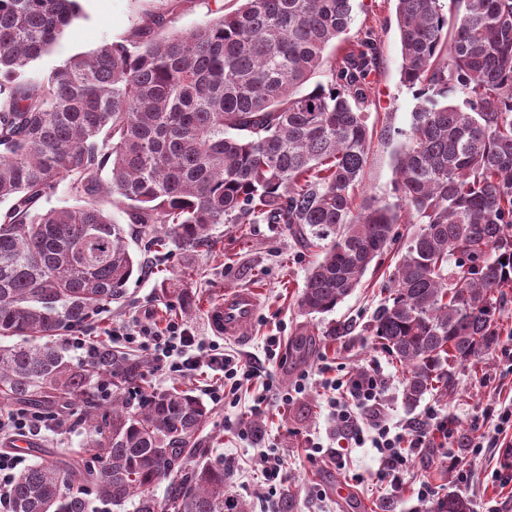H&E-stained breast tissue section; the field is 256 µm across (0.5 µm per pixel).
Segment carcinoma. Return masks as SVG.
<instances>
[{"instance_id": "obj_1", "label": "carcinoma", "mask_w": 512, "mask_h": 512, "mask_svg": "<svg viewBox=\"0 0 512 512\" xmlns=\"http://www.w3.org/2000/svg\"><path fill=\"white\" fill-rule=\"evenodd\" d=\"M239 2L188 32L170 8L148 13L131 37L33 79L78 0H0V336L20 339L0 349V398L58 406L90 434L82 454L20 472L10 512H88L91 486L115 506L137 499L135 512H248L221 462L154 494L199 447L201 400L146 391L144 361L108 345L78 366L54 343L121 303L143 271L108 204L151 245L185 252L210 245L216 224L285 225L321 249L306 315L352 294L405 212L418 229L368 326L408 373L405 404L450 389L498 343L512 288V0H451L447 14L441 0H397L401 79L417 103L396 201L358 205L373 32L330 57L352 0ZM62 184L78 204L46 207ZM103 383L109 406L89 400ZM426 512L472 509L449 494Z\"/></svg>"}]
</instances>
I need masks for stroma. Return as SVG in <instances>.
Returning a JSON list of instances; mask_svg holds the SVG:
<instances>
[{
  "label": "stroma",
  "mask_w": 512,
  "mask_h": 512,
  "mask_svg": "<svg viewBox=\"0 0 512 512\" xmlns=\"http://www.w3.org/2000/svg\"><path fill=\"white\" fill-rule=\"evenodd\" d=\"M159 0H81V12L65 29L58 43L35 62L33 74L48 72L60 59L87 54L106 42L131 36L143 14L159 7ZM352 20L345 41L365 30H373L380 51L376 76L364 110L372 133L360 197L392 198L396 155L410 131V113L415 99L412 89L400 79L402 64L396 0H353ZM129 248L146 270L133 279L122 303L101 313L82 332L87 342H105V332L114 326H134L177 319L204 342L214 341L207 318V305L238 288L259 291V310L247 335L224 340L227 352L253 362L267 372L281 390L291 389L300 375H307L306 389L288 405L270 399L261 417L260 436L244 437L228 428V421L251 424L255 388L241 389L235 402L210 409L201 432V445L185 466L220 460L228 475L227 491L244 500L249 512H266L268 486L264 480L262 451L277 453L283 460V485L295 495L294 512H419L423 505L416 489L419 478H427L436 497L455 492L470 499L473 512H512V483L494 477L504 461L497 448L482 447L489 430L484 419L488 407L512 408V371L501 357L502 348H512V288L505 289L500 306L501 335L496 348L476 365L460 368L450 390L426 394L415 409H407L402 393L406 372L392 362L367 332L374 311L384 294L382 286L398 260L397 248L384 254L379 266L370 267L355 291L335 310L303 315L298 302L306 277L315 260L303 250L287 229L279 224H218L210 248L188 253L170 247H149L139 235L128 238ZM168 289L159 297V289ZM188 292L190 307H183L178 294ZM281 339L276 361L265 356L267 337ZM130 355L146 359L145 378L154 388L179 387L204 398L207 379L202 375L179 377L169 374L153 360L149 351L130 348ZM378 375L386 383L383 399L373 410H358V421L370 426L383 420L395 425H413L427 409H435L448 421V448L457 456V469H449L442 448H426L412 458L409 476L400 490L377 483L378 453L357 448L338 427L323 388L327 376L362 373ZM89 435L81 426L65 422L54 431L35 436V448L23 456V466L55 458L63 453L79 454ZM322 446L321 453L308 452L310 442ZM339 457H332L331 449Z\"/></svg>",
  "instance_id": "35a3bbf8"
}]
</instances>
